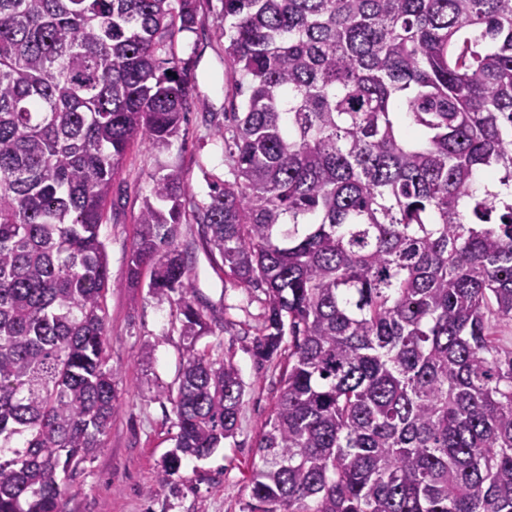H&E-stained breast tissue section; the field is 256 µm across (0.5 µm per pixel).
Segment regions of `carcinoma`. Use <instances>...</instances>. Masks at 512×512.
Instances as JSON below:
<instances>
[{
    "mask_svg": "<svg viewBox=\"0 0 512 512\" xmlns=\"http://www.w3.org/2000/svg\"><path fill=\"white\" fill-rule=\"evenodd\" d=\"M233 180L153 176L129 287L178 295L186 205L288 342L243 512H512V0H222ZM194 0H0V512H59L118 410L99 228L131 147L191 108ZM243 382L191 355L175 448L234 436Z\"/></svg>",
    "mask_w": 512,
    "mask_h": 512,
    "instance_id": "obj_1",
    "label": "carcinoma"
}]
</instances>
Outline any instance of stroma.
<instances>
[{
  "mask_svg": "<svg viewBox=\"0 0 512 512\" xmlns=\"http://www.w3.org/2000/svg\"><path fill=\"white\" fill-rule=\"evenodd\" d=\"M196 7L195 30L180 36L175 50L189 63L190 95L198 105L186 113L169 150L158 152L144 143L129 150L100 226L109 269L103 302L107 344L119 409L103 447L84 463L64 496L63 512H242L252 469L261 463L256 444L287 365L283 355L261 362L254 357L253 340L265 320V293L225 275L193 215H185L177 242L191 270V300L211 332L188 345L179 333L176 299L127 286L136 218L151 194L152 175L163 166L180 168L199 202L207 199L208 177L228 176L217 131L225 125L236 89L220 30L222 4L197 0ZM193 349L233 362L244 385L243 405L234 438L208 458L186 459L178 474L161 483L156 476L177 433L167 394L176 390Z\"/></svg>",
  "mask_w": 512,
  "mask_h": 512,
  "instance_id": "stroma-1",
  "label": "stroma"
}]
</instances>
